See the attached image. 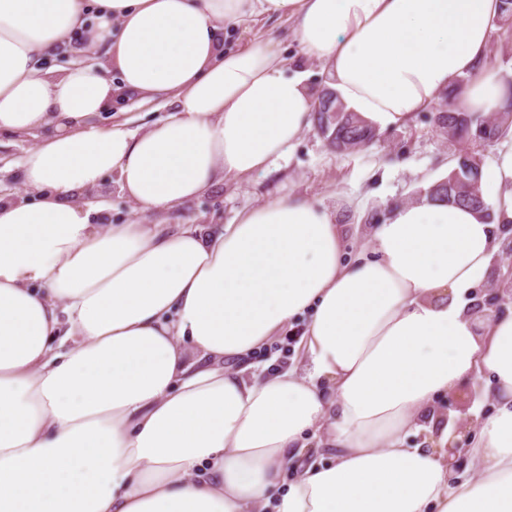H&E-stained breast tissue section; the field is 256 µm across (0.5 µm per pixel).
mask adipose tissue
I'll return each instance as SVG.
<instances>
[{"instance_id": "1", "label": "adipose tissue", "mask_w": 512, "mask_h": 512, "mask_svg": "<svg viewBox=\"0 0 512 512\" xmlns=\"http://www.w3.org/2000/svg\"><path fill=\"white\" fill-rule=\"evenodd\" d=\"M500 0H0V135L24 198L0 196V512H512V306L468 295L512 236V147L492 216L423 198L357 247L291 193L228 224H94L108 177L137 212L267 171L313 120L290 22L354 112L400 126L465 78L470 113L512 84L482 67ZM78 48L101 58L65 66ZM166 112L102 123L117 95ZM300 364L255 353L297 318ZM493 403L464 453L412 440L464 380ZM290 23L281 21L258 20L247 28L231 30L225 35V48H242L248 46L258 34L271 36L280 42V47L285 59L288 60L289 68L298 66L299 50L298 44L290 32Z\"/></svg>"}]
</instances>
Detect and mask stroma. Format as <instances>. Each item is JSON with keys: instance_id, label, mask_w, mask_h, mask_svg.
<instances>
[{"instance_id": "1", "label": "stroma", "mask_w": 512, "mask_h": 512, "mask_svg": "<svg viewBox=\"0 0 512 512\" xmlns=\"http://www.w3.org/2000/svg\"><path fill=\"white\" fill-rule=\"evenodd\" d=\"M275 38L289 66L299 62L298 44L285 21H258L227 33L225 47L248 46L257 35ZM378 137L348 154L331 151L317 128L306 130L285 159L269 171L243 180L214 184L188 205L146 216L149 224H227L239 209L292 192L338 208L351 243H358L368 226L384 223L396 203L417 201L423 177H446L448 147L437 127L436 109L417 113L401 127L378 128ZM104 208L98 224H125L136 218L116 178L106 179L96 192Z\"/></svg>"}]
</instances>
